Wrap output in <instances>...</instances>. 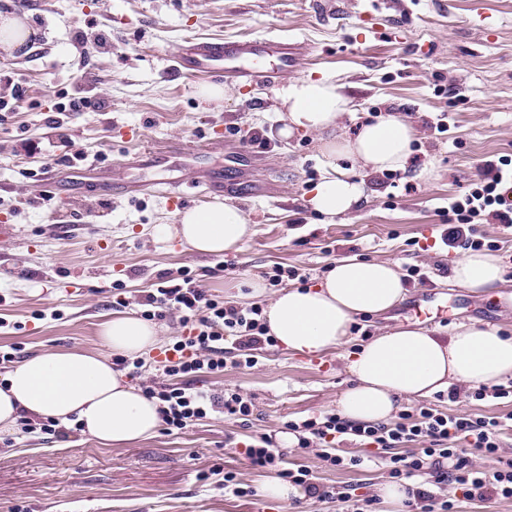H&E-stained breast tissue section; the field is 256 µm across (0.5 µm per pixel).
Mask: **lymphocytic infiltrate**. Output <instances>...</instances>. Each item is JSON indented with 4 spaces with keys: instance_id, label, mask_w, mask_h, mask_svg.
I'll list each match as a JSON object with an SVG mask.
<instances>
[{
    "instance_id": "1",
    "label": "lymphocytic infiltrate",
    "mask_w": 512,
    "mask_h": 512,
    "mask_svg": "<svg viewBox=\"0 0 512 512\" xmlns=\"http://www.w3.org/2000/svg\"><path fill=\"white\" fill-rule=\"evenodd\" d=\"M442 216L445 222L465 225V232L456 239L476 250L485 245L483 222L491 220L511 230L512 160L479 169L467 189L449 199ZM136 304L148 319L179 313L188 331L172 346L174 359L163 368L168 383L145 389L148 397L158 401L166 431L184 430L216 413L242 420L252 416L253 402L247 394L228 389L219 395L193 386L191 380L201 373L223 372L228 347L236 367L250 370L258 365L260 350L273 343L261 305L245 306L212 294L187 272L176 279L160 276L155 288ZM286 427L298 435L304 448L316 440L346 436L360 447L377 449L388 477L397 481L433 472L434 488L412 490L410 512H455V501L439 491L447 484L460 487L468 501L512 498V460L489 474L476 469L465 455L469 448L487 456L499 454L503 424L495 417L449 414L423 404L403 410L388 424H357L328 411L287 421ZM244 455L251 468L278 469L281 477L302 487L308 497L334 501L341 512H369L373 505L371 498H356L348 490L316 483L306 466L285 467L282 450L267 435L253 437Z\"/></svg>"
}]
</instances>
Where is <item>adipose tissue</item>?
Masks as SVG:
<instances>
[{
  "instance_id": "1",
  "label": "adipose tissue",
  "mask_w": 512,
  "mask_h": 512,
  "mask_svg": "<svg viewBox=\"0 0 512 512\" xmlns=\"http://www.w3.org/2000/svg\"><path fill=\"white\" fill-rule=\"evenodd\" d=\"M281 106V136L304 130L320 142L325 174L307 199L316 214L333 219L365 199V182L357 170L377 174L407 164L416 136L411 122L402 116L382 118L347 135L341 120L349 101L329 79L293 80ZM342 158L349 159V166H339ZM255 232L248 217L227 203L185 210L178 223L156 227L159 237L178 238L195 252L213 256L239 250ZM450 280L474 293L498 289L504 282L498 257L471 249L452 261ZM405 292L397 264L343 257L316 285L277 292L264 317L280 346L321 355L348 343L355 317L384 314L403 301ZM100 334L113 352L132 357L158 341L154 323L122 312L113 313ZM345 369L350 383L336 400L339 414L353 422L388 423L403 402L431 397L452 384L491 387L512 379V336L474 323L449 336L397 327L349 352ZM23 419L79 425L83 435L104 447L151 438L161 424L156 400L127 384L109 357L71 351L24 359L0 380V434L13 433Z\"/></svg>"
}]
</instances>
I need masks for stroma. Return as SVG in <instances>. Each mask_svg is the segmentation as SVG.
I'll return each instance as SVG.
<instances>
[{
	"label": "stroma",
	"mask_w": 512,
	"mask_h": 512,
	"mask_svg": "<svg viewBox=\"0 0 512 512\" xmlns=\"http://www.w3.org/2000/svg\"><path fill=\"white\" fill-rule=\"evenodd\" d=\"M25 17L32 31L23 50L0 49V74H21L29 90L25 109L0 122V348L20 358L47 351L106 352L102 324L127 300L153 288L160 274L188 270L213 293H248L273 264L296 266L315 285L343 256L394 260L430 276L410 279L391 311L360 315L354 344L384 329L417 325L451 335L476 323L512 336V231L485 225L495 241L505 284L474 294L451 286L453 248L440 240L439 209L459 194L485 161L512 158V0H0V16ZM112 35L111 47L82 59L76 33ZM300 38L297 67L275 82L224 79L226 95L201 97L203 78L176 71L172 58L193 38ZM327 77L351 101L344 125L355 134L375 116L402 114L416 127L397 187L368 177V198L335 223H322L305 204L322 175L314 134L279 137V97L292 79ZM104 101L105 111L67 113L71 146L30 151L51 133L43 115L66 94ZM448 116V130L429 124ZM223 126V147L208 148L212 127ZM139 135L125 137L124 129ZM262 131L267 147L242 141ZM205 148L203 166L224 171L218 202L238 207L257 232L239 251L207 256L162 239L156 225L177 213L159 194L106 191L100 171L127 163L126 180L193 161L180 146ZM85 159L71 167L68 157ZM54 176L61 188L41 184ZM257 368L226 366L196 383L214 392L241 389L254 402L249 424L216 415L186 430H157L147 440L106 448L80 432L59 439L17 430L0 435V512H336L332 502L304 497L282 506L263 496L225 494L211 477L232 470L243 485L260 488L239 443L258 433L284 432L287 420L336 407L347 387L337 353L307 356L275 345ZM450 413L512 415V402L475 400L460 389L457 401L434 396ZM342 456L361 466L333 469L315 447L291 446L288 461L309 468L317 481L374 498L389 478L368 449L345 440Z\"/></svg>",
	"instance_id": "1"
}]
</instances>
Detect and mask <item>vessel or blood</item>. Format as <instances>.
I'll use <instances>...</instances> for the list:
<instances>
[{
	"label": "vessel or blood",
	"mask_w": 512,
	"mask_h": 512,
	"mask_svg": "<svg viewBox=\"0 0 512 512\" xmlns=\"http://www.w3.org/2000/svg\"><path fill=\"white\" fill-rule=\"evenodd\" d=\"M304 49L303 42L279 36L259 39L208 41L194 38L180 52L177 63L180 70L207 78L227 75L253 81L285 74L295 68ZM218 173L191 180L185 176L162 177L150 182L151 191L161 194L169 204L181 207L186 202L187 188H202L204 194H213L221 182Z\"/></svg>",
	"instance_id": "obj_1"
}]
</instances>
